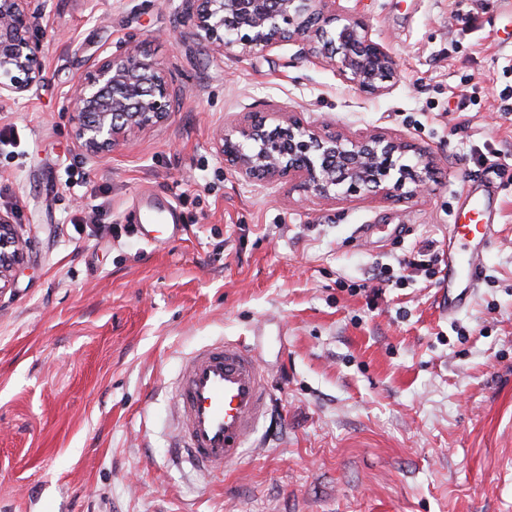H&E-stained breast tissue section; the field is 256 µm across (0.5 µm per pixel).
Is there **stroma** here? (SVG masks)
I'll use <instances>...</instances> for the list:
<instances>
[{"label": "stroma", "instance_id": "stroma-1", "mask_svg": "<svg viewBox=\"0 0 512 512\" xmlns=\"http://www.w3.org/2000/svg\"><path fill=\"white\" fill-rule=\"evenodd\" d=\"M181 6L43 0L44 79L0 98V210L26 253L0 294V512H512V13L337 0L398 71L370 95L292 43L212 55ZM126 44L165 66L174 107L92 156L70 94ZM283 111L416 144L427 192L319 204L244 180L216 130ZM473 183L500 220L470 302L447 314L421 272L377 293L404 256L441 253ZM170 204L181 232L146 244L135 215ZM223 338L257 346L274 399L208 477L174 455L169 407L182 359Z\"/></svg>", "mask_w": 512, "mask_h": 512}]
</instances>
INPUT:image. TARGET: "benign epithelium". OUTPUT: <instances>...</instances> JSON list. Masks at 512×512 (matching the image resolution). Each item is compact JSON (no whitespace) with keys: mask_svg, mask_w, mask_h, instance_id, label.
<instances>
[{"mask_svg":"<svg viewBox=\"0 0 512 512\" xmlns=\"http://www.w3.org/2000/svg\"><path fill=\"white\" fill-rule=\"evenodd\" d=\"M41 0H0V94L22 95L42 81L43 44L32 35ZM189 34L222 55L234 48L260 55L283 42L300 55L336 68L361 92L386 91L397 71L389 52L374 42L365 20L336 22V0H182ZM172 88L164 66L129 48L104 57L74 88L67 112L75 140L90 155L109 153L130 135L166 121ZM224 162L246 181L288 180L315 201L339 194L424 196L431 162L399 164L416 146L380 135L344 138L321 134L296 119L271 126L239 120L216 135ZM14 217L0 212V293L23 260Z\"/></svg>","mask_w":512,"mask_h":512,"instance_id":"1","label":"benign epithelium"}]
</instances>
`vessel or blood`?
Instances as JSON below:
<instances>
[{
	"label": "vessel or blood",
	"instance_id": "b4317fda",
	"mask_svg": "<svg viewBox=\"0 0 512 512\" xmlns=\"http://www.w3.org/2000/svg\"><path fill=\"white\" fill-rule=\"evenodd\" d=\"M448 232V309L466 304L498 230L489 190L473 185ZM271 391L254 350L230 340L202 346L183 362L174 396L173 446L182 461L212 476L237 463L265 418Z\"/></svg>",
	"mask_w": 512,
	"mask_h": 512
}]
</instances>
